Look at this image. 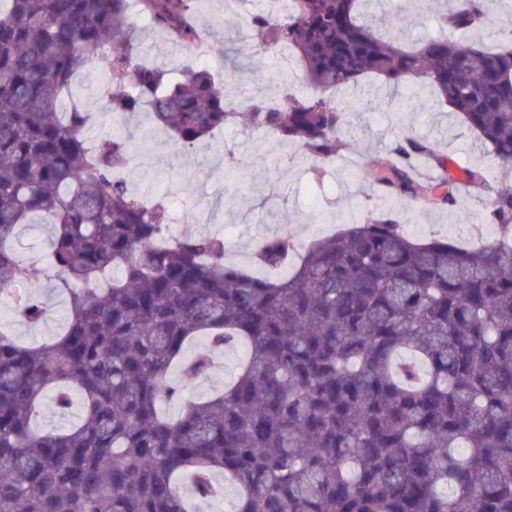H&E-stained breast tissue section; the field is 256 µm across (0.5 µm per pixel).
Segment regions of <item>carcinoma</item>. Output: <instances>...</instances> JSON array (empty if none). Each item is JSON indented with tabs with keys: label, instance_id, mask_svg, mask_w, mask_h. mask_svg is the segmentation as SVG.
<instances>
[{
	"label": "carcinoma",
	"instance_id": "cac0c4a2",
	"mask_svg": "<svg viewBox=\"0 0 512 512\" xmlns=\"http://www.w3.org/2000/svg\"><path fill=\"white\" fill-rule=\"evenodd\" d=\"M171 42L195 46L193 0H138ZM131 0H0V291L20 272L22 226L52 227L41 274L70 315L51 341L22 344L0 327V512H188L186 496L232 512H512V184L482 171L433 184L411 175L431 143L400 136L371 172L384 203L361 224L297 249L266 236L252 265L225 263L221 233L170 232L163 202L145 205L122 171L131 143L87 142L89 113L74 76L103 58L105 111L141 114L184 148L244 123L322 160L347 147L337 97L362 76L430 87L512 169V39L495 50L465 34L484 26L485 0H454L441 34L407 47L389 30L407 9L383 0H279L244 26L262 54L295 50L310 92L281 104L224 103L205 67L176 76L146 63ZM491 190L487 221L504 246L464 248L410 238L393 198L452 209L458 185ZM30 325L33 296L13 295ZM199 341V349L187 347ZM244 358L214 394L188 400L170 372L205 379L213 356ZM79 418L57 433L32 426L49 399ZM190 484L189 493L182 482Z\"/></svg>",
	"mask_w": 512,
	"mask_h": 512
}]
</instances>
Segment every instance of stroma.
<instances>
[{
    "instance_id": "35a3bbf8",
    "label": "stroma",
    "mask_w": 512,
    "mask_h": 512,
    "mask_svg": "<svg viewBox=\"0 0 512 512\" xmlns=\"http://www.w3.org/2000/svg\"><path fill=\"white\" fill-rule=\"evenodd\" d=\"M271 5V0H241L239 16L228 17L222 0H194L198 21L216 40L235 36L245 15ZM132 20L143 58L171 70L200 62L214 70L223 68L222 55L198 57L194 48H179L168 41L144 16L136 13ZM106 70V60L94 59L73 86L75 98L94 115L88 140L130 135L136 142L124 172L130 188L149 198L171 201L177 231L200 226L223 233L226 258L233 264L247 265L261 239L283 228L303 246L346 225L362 223L380 205L381 195L370 179L358 178L357 172L377 167L395 140L406 133L429 140L455 169L482 168L491 181L512 184V170L498 167L486 148L447 108L439 106L432 94L416 98L408 88L392 89L373 77L363 79L359 94L378 96V104L344 115L342 136L355 138L354 148L319 160L269 132L241 126L225 127L214 141L187 151L148 118H141L135 126L120 124L102 109L100 83ZM280 79L278 55L266 53L259 68L229 72L227 100L238 103L243 89L253 95H269ZM393 207L405 232L421 241L445 235L469 245L477 236L489 234L487 198L465 189L450 210L410 207L398 201ZM48 235L45 228H24L14 243L23 266L17 287L47 309L46 320L37 326L11 322L14 337L25 343L55 337L69 316L66 296L36 270L34 255L46 248ZM240 357L237 349L216 354L211 374L204 379H186L172 371L181 397L167 403L166 412L177 415L183 401L222 388Z\"/></svg>"
}]
</instances>
